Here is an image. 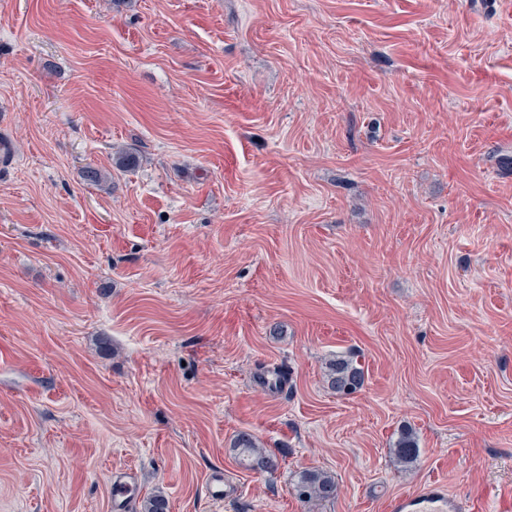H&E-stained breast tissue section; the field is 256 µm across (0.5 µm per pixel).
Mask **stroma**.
<instances>
[{"mask_svg": "<svg viewBox=\"0 0 512 512\" xmlns=\"http://www.w3.org/2000/svg\"><path fill=\"white\" fill-rule=\"evenodd\" d=\"M0 139V512H512L497 0H0ZM326 369L328 385L337 395H350L364 383V370L352 355L336 354L326 363ZM235 448H240L249 460V467L255 471L268 472L276 466V460L271 455H266L256 446L255 438L249 433H240L235 442ZM140 477L133 469L112 472V507L117 512H129L138 499ZM334 477L320 470H305L298 475L294 486L295 495L300 502L329 501L336 497ZM391 512H458L459 502L448 496L446 486L440 482L424 485L417 492L401 494L390 501Z\"/></svg>", "mask_w": 512, "mask_h": 512, "instance_id": "stroma-1", "label": "stroma"}]
</instances>
